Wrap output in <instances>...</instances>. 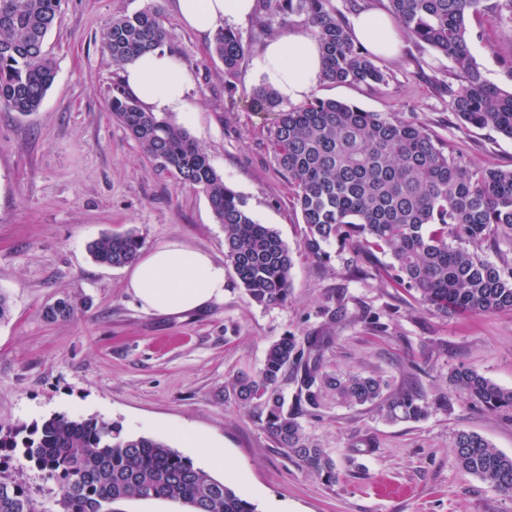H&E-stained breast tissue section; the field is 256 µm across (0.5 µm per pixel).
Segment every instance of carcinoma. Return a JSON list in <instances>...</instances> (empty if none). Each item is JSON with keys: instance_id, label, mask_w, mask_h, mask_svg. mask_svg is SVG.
<instances>
[{"instance_id": "cac0c4a2", "label": "carcinoma", "mask_w": 512, "mask_h": 512, "mask_svg": "<svg viewBox=\"0 0 512 512\" xmlns=\"http://www.w3.org/2000/svg\"><path fill=\"white\" fill-rule=\"evenodd\" d=\"M266 19L286 22L304 16L324 59L323 80L331 84H388L375 55L349 31L333 0H260ZM62 0H0V107L27 117L38 111L56 76L45 49L61 13ZM384 9L409 37L448 58L454 81L446 83L448 110L464 124L492 128L512 139V92L489 83L476 65L467 23L493 12L512 23V0H386ZM166 29L160 14L145 7L114 19L100 35L101 49L121 67L162 46ZM211 55L223 65L231 87L246 48L232 30L214 37ZM253 107L275 112L269 132L273 159L294 189L305 233L304 251L315 259L323 245L337 241L358 261L390 255L377 268L395 289L422 306L446 313L512 312V261L494 263L488 252L512 247V170L473 168L461 154L412 121L367 112L338 100L311 98L288 110L269 87L256 88ZM112 118L157 167L201 190L224 227V259L249 301L288 302L291 252L279 234L259 224L244 199L224 184L189 132L168 118L145 111L121 84L112 88ZM142 247L132 229L104 234L89 245L94 260L120 267ZM77 306L61 298L48 307L50 321H66ZM323 338L299 342L283 337L266 350L262 367L230 383L244 406L261 408V428L275 447L308 472L333 484L339 477L327 449L311 439L299 418L321 406L330 393L348 407L373 405L385 419L418 421L430 405L420 391H391L379 375L322 371L317 352ZM294 367L293 409L280 390ZM450 381L459 397L491 414L512 413V390L461 366ZM460 466L496 491L512 494V456L481 435L462 431L454 441ZM20 456L60 490V512H124L125 501L175 502L187 512H256L234 488L194 467L162 440L127 436L96 417L55 415L41 424L0 426V458ZM0 512H38L23 483L0 468Z\"/></svg>"}]
</instances>
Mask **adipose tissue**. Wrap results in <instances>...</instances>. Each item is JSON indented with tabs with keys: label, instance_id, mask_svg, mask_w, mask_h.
Listing matches in <instances>:
<instances>
[{
	"label": "adipose tissue",
	"instance_id": "1",
	"mask_svg": "<svg viewBox=\"0 0 512 512\" xmlns=\"http://www.w3.org/2000/svg\"><path fill=\"white\" fill-rule=\"evenodd\" d=\"M184 25L211 37L228 20H244L256 0H175ZM354 37L378 56L398 53L403 32L393 17L377 10L361 12L354 20ZM260 74L285 102L299 106L318 88L323 55L317 37L307 29H288L265 44ZM123 84L151 112H178L194 85L192 72L176 56L156 50L125 65ZM226 269L209 252L179 241L159 245L128 269L125 286L140 309L182 313L205 308L224 299Z\"/></svg>",
	"mask_w": 512,
	"mask_h": 512
}]
</instances>
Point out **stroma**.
<instances>
[{"label": "stroma", "instance_id": "1", "mask_svg": "<svg viewBox=\"0 0 512 512\" xmlns=\"http://www.w3.org/2000/svg\"><path fill=\"white\" fill-rule=\"evenodd\" d=\"M156 7L165 49L194 73L182 111L171 113L203 149L253 218L270 225L293 257L291 296L282 305L249 302L228 274L222 302L200 312L140 310L124 288L125 268L97 264L88 245L102 234L136 230L144 249L178 239L224 255V229L205 194L161 171L113 120L108 101L122 71L103 56L99 35L113 16ZM471 52L484 78L512 89V25L488 13L469 20ZM247 48L233 89L210 41L177 18L174 0H64L46 47L57 73L40 109L23 118L0 108V292L11 311L0 322V423H40L53 415L97 417L132 434L184 444L167 425L198 432L235 470L225 477L257 512H512V495L459 468L454 436L480 434L512 456V418L460 401L451 372L465 364L512 390V313L444 314L419 308L405 292L354 270L348 250L327 245L319 262L302 247L305 226L268 148L275 115L257 111L266 41L257 20L231 25ZM387 85L320 84L316 97L423 125L475 168L512 169V140L461 123L435 84L452 76L447 58L405 39L379 58ZM70 297L68 321L47 307ZM284 336H324L329 372L390 378L393 390L423 391L432 406L418 422L390 423L376 412L328 402L303 416L307 434L327 448L340 475L326 485L284 458L261 429L258 410L229 396L234 376L259 369ZM9 472L30 489L38 512H58L57 486L28 463Z\"/></svg>", "mask_w": 512, "mask_h": 512}]
</instances>
